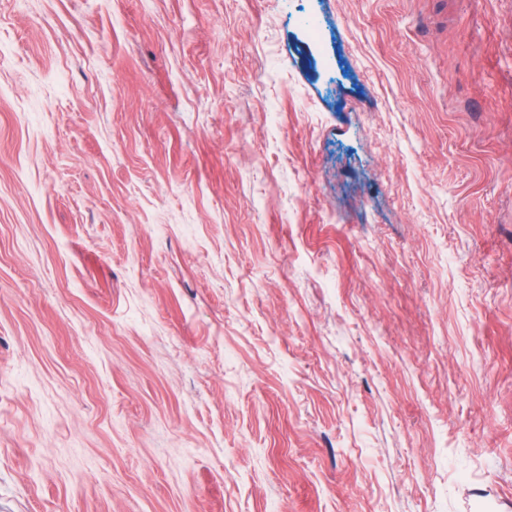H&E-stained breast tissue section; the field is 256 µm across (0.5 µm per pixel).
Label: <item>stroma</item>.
Instances as JSON below:
<instances>
[{
  "mask_svg": "<svg viewBox=\"0 0 512 512\" xmlns=\"http://www.w3.org/2000/svg\"><path fill=\"white\" fill-rule=\"evenodd\" d=\"M0 512H512V0H0Z\"/></svg>",
  "mask_w": 512,
  "mask_h": 512,
  "instance_id": "obj_1",
  "label": "stroma"
}]
</instances>
